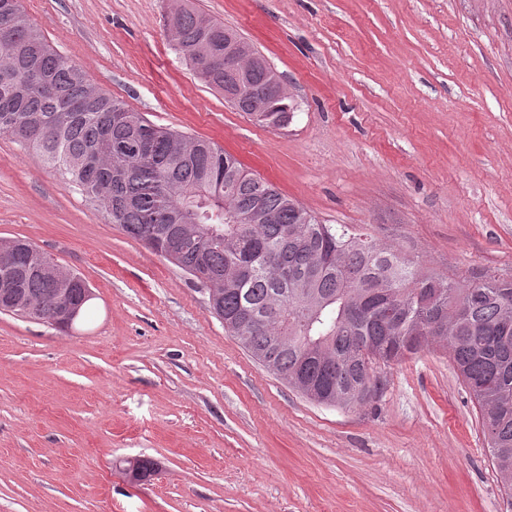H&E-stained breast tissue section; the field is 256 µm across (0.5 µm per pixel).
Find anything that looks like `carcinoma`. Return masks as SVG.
Instances as JSON below:
<instances>
[{
    "label": "carcinoma",
    "mask_w": 512,
    "mask_h": 512,
    "mask_svg": "<svg viewBox=\"0 0 512 512\" xmlns=\"http://www.w3.org/2000/svg\"><path fill=\"white\" fill-rule=\"evenodd\" d=\"M171 41L199 79L224 97L243 78L265 92L263 127L290 124L295 104L276 95L272 67L236 30L182 0ZM246 52L224 64L225 43ZM0 133L36 153L62 183L131 237L191 276L251 356L307 399L359 410L384 385L379 369L435 344L448 348L478 409L498 480L512 498V277L437 275L347 224H324L216 143L150 125L89 82L29 19L22 0H0ZM10 287L29 300L20 316L47 322L67 288L86 314L78 273L49 272L34 243L0 241ZM156 472L128 463L132 479Z\"/></svg>",
    "instance_id": "carcinoma-1"
}]
</instances>
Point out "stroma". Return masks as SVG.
Listing matches in <instances>:
<instances>
[{
  "label": "stroma",
  "instance_id": "35a3bbf8",
  "mask_svg": "<svg viewBox=\"0 0 512 512\" xmlns=\"http://www.w3.org/2000/svg\"><path fill=\"white\" fill-rule=\"evenodd\" d=\"M297 108L259 126L170 43L171 0H23L58 52L152 125L215 142L326 224L435 272L512 276V0H193ZM79 273L65 332L0 313V512H506L446 348L345 411L254 360L187 273L0 134V240ZM158 462L137 482L129 460Z\"/></svg>",
  "mask_w": 512,
  "mask_h": 512
}]
</instances>
